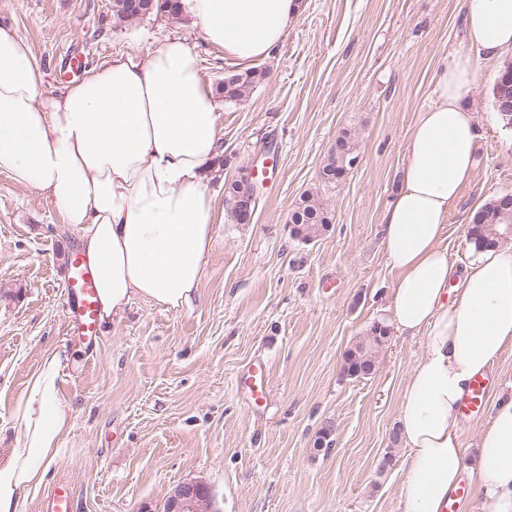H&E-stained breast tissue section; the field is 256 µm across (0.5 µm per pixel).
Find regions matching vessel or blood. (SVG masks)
Instances as JSON below:
<instances>
[{"label":"vessel or blood","mask_w":512,"mask_h":512,"mask_svg":"<svg viewBox=\"0 0 512 512\" xmlns=\"http://www.w3.org/2000/svg\"><path fill=\"white\" fill-rule=\"evenodd\" d=\"M67 309L69 334L72 339L89 343L98 334V300L96 275L89 262L78 254L68 259ZM252 385L250 400L254 406H262L267 401L268 374L264 363L250 366ZM492 389L489 377H477L462 400L464 415L475 416L486 407ZM45 512H73V489L68 482H58L47 496Z\"/></svg>","instance_id":"1"}]
</instances>
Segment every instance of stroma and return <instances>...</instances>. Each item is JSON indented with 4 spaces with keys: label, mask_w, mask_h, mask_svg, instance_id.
Wrapping results in <instances>:
<instances>
[{
    "label": "stroma",
    "mask_w": 512,
    "mask_h": 512,
    "mask_svg": "<svg viewBox=\"0 0 512 512\" xmlns=\"http://www.w3.org/2000/svg\"><path fill=\"white\" fill-rule=\"evenodd\" d=\"M466 9L467 0H299L295 24L259 64L265 79L243 101L218 104L223 166L207 183L213 243L191 308L134 301L103 327L96 354L66 335L63 292L78 232L52 201L0 173V458L19 445L15 409L42 358L68 355L59 396L69 429L20 512H41L62 478L74 489L73 512H162L172 488L190 481L208 488L216 512H404L399 393L424 341L391 332L364 378L342 365L373 322L390 321L396 272L382 217L437 72L468 52ZM0 25L31 45L47 93L76 82L70 53L88 68L121 54L143 59L170 36L193 47L211 84L247 69L191 19L121 24L112 0H0ZM508 60L511 49L472 58L463 90L480 137L473 175L448 212L458 272L475 256L473 214L512 191V126L493 102ZM346 130L360 161L324 195L328 231L298 240L288 217L318 189V170ZM241 178L257 186L249 224L233 223L225 202L226 184ZM258 361L269 366L260 409L242 384ZM325 430L328 452L317 447Z\"/></svg>",
    "instance_id": "1"
}]
</instances>
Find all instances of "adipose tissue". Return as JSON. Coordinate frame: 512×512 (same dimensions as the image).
Wrapping results in <instances>:
<instances>
[{"label":"adipose tissue","mask_w":512,"mask_h":512,"mask_svg":"<svg viewBox=\"0 0 512 512\" xmlns=\"http://www.w3.org/2000/svg\"><path fill=\"white\" fill-rule=\"evenodd\" d=\"M211 46L250 64L269 58L297 16V0H179ZM467 39L492 59L512 47V0H468ZM469 62L446 66L405 142L401 186L383 215L396 271L392 321L424 346L403 385L398 422L406 453L404 512H443L462 476L481 512H512V398L480 428L466 465L460 405L477 376L512 348V245L480 251L449 299L453 269L442 241L448 209L472 174L480 136L462 102ZM30 44L0 26V172L51 199L100 262L99 321L116 323L133 300L190 308L213 242L214 200L204 178L218 154V114L199 57L183 40L144 59L118 56L56 94ZM45 355L16 408L21 443L0 461V512H19L61 449L68 415Z\"/></svg>","instance_id":"adipose-tissue-1"}]
</instances>
